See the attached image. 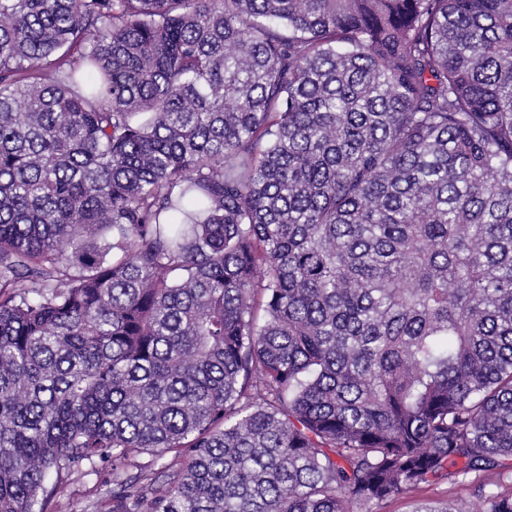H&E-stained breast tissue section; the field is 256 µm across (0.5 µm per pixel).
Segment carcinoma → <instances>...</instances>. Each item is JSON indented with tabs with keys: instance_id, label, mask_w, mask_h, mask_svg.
Instances as JSON below:
<instances>
[{
	"instance_id": "obj_1",
	"label": "carcinoma",
	"mask_w": 512,
	"mask_h": 512,
	"mask_svg": "<svg viewBox=\"0 0 512 512\" xmlns=\"http://www.w3.org/2000/svg\"><path fill=\"white\" fill-rule=\"evenodd\" d=\"M506 460L512 0H0V512L99 462L93 512H381Z\"/></svg>"
}]
</instances>
